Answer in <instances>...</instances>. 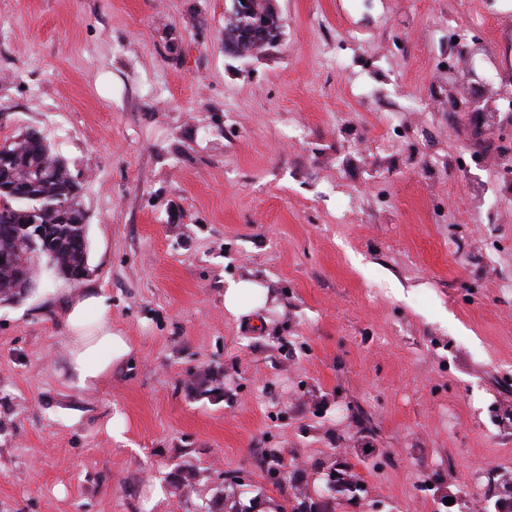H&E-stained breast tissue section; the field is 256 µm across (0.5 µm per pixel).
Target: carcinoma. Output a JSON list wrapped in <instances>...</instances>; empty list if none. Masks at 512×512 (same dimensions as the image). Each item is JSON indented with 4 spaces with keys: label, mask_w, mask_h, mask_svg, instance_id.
Returning a JSON list of instances; mask_svg holds the SVG:
<instances>
[{
    "label": "carcinoma",
    "mask_w": 512,
    "mask_h": 512,
    "mask_svg": "<svg viewBox=\"0 0 512 512\" xmlns=\"http://www.w3.org/2000/svg\"><path fill=\"white\" fill-rule=\"evenodd\" d=\"M268 0H251L248 13L228 24L225 37L269 21ZM0 185L7 188L0 206V303L25 299L24 282L36 286L34 268L79 281L89 259L88 224L80 203L81 187L66 163L55 157L44 135H19L0 140ZM241 483L230 479L227 497L213 496L200 512H240Z\"/></svg>",
    "instance_id": "1"
}]
</instances>
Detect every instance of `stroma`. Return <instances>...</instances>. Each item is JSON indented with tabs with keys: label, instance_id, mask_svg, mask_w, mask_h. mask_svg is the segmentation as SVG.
<instances>
[{
	"label": "stroma",
	"instance_id": "1",
	"mask_svg": "<svg viewBox=\"0 0 512 512\" xmlns=\"http://www.w3.org/2000/svg\"><path fill=\"white\" fill-rule=\"evenodd\" d=\"M229 5L0 0V139H48L90 243L82 280L0 304V512H143L157 486L153 512H195L223 475L464 512L470 470L512 476V0H278L249 60ZM464 81L492 111L450 108ZM246 276L267 299L231 315ZM87 288L134 353L80 391L62 305ZM336 465L361 498L328 497Z\"/></svg>",
	"mask_w": 512,
	"mask_h": 512
}]
</instances>
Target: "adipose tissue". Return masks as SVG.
Returning a JSON list of instances; mask_svg holds the SVG:
<instances>
[{"instance_id": "adipose-tissue-1", "label": "adipose tissue", "mask_w": 512, "mask_h": 512, "mask_svg": "<svg viewBox=\"0 0 512 512\" xmlns=\"http://www.w3.org/2000/svg\"><path fill=\"white\" fill-rule=\"evenodd\" d=\"M111 318V302L98 290L85 291L65 304L68 352L64 372L71 388L100 387L111 378L113 369L124 365L132 355V342L113 331Z\"/></svg>"}]
</instances>
